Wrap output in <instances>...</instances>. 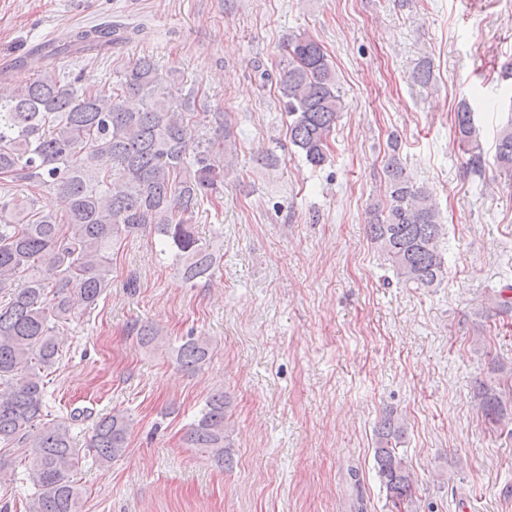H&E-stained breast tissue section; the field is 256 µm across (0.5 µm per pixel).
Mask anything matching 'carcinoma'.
Masks as SVG:
<instances>
[{"label": "carcinoma", "mask_w": 512, "mask_h": 512, "mask_svg": "<svg viewBox=\"0 0 512 512\" xmlns=\"http://www.w3.org/2000/svg\"><path fill=\"white\" fill-rule=\"evenodd\" d=\"M114 35L110 26L81 30L53 46L51 56L101 52ZM286 50L279 85L289 136L310 165L322 166L342 110L336 77L323 47L308 34L288 37ZM411 79L428 86L430 65L418 62ZM195 108L191 93L180 101L168 96L164 78L145 56L130 62L108 90L79 94L54 67L24 85H0V289L14 288L0 305V445L25 448L35 512H81L82 490L73 473L82 452L107 466L126 451L131 421L121 411L97 422L85 450L66 422L42 419L45 377L61 357L57 330L75 308L94 310L109 288L112 245L133 233H153L172 250L186 283L215 270L217 256L196 237L191 220L201 199L224 187L236 144L224 113ZM201 123L216 136H200ZM455 128L471 171L482 174L483 149L466 100ZM495 163L511 180L512 117L497 129ZM385 173L386 207L368 224V235L400 278L431 288L445 268L440 213L431 193L409 182L398 156H388ZM15 182L35 191L16 194ZM42 188L57 191L62 213L38 208L36 190ZM22 274L24 283L13 286ZM132 334L143 346L164 343L163 330L153 324L136 325ZM175 352L183 369L196 371L209 359L211 344L192 336ZM498 371L504 374L498 386L481 382L476 389L482 415L495 424L512 422V402L503 399L512 372ZM227 408L224 393L209 396L186 441L229 466ZM405 432V421L392 411L376 427L375 466L393 512H414L412 475L395 446Z\"/></svg>", "instance_id": "obj_1"}]
</instances>
